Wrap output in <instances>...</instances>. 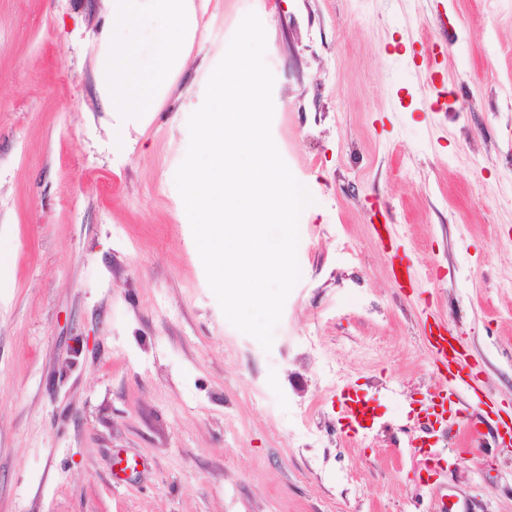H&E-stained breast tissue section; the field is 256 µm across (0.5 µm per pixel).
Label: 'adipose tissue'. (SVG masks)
<instances>
[{"instance_id": "obj_1", "label": "adipose tissue", "mask_w": 512, "mask_h": 512, "mask_svg": "<svg viewBox=\"0 0 512 512\" xmlns=\"http://www.w3.org/2000/svg\"><path fill=\"white\" fill-rule=\"evenodd\" d=\"M155 11L164 24L155 34L151 69H142L127 46L106 43L101 47V79L113 109L152 111L163 81L180 60L182 45L196 28L187 0H155Z\"/></svg>"}]
</instances>
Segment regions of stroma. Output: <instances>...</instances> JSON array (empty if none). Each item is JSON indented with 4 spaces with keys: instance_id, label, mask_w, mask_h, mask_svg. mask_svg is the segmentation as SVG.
Listing matches in <instances>:
<instances>
[{
    "instance_id": "stroma-1",
    "label": "stroma",
    "mask_w": 512,
    "mask_h": 512,
    "mask_svg": "<svg viewBox=\"0 0 512 512\" xmlns=\"http://www.w3.org/2000/svg\"><path fill=\"white\" fill-rule=\"evenodd\" d=\"M189 4L155 110L117 112L101 45L151 68L153 0L126 26L110 0H0V512H420L440 493L512 512V446L459 452L449 418L423 480L401 440L435 388L433 316L512 410V0ZM250 11L272 136L312 197L268 351L224 317L174 181ZM434 41L442 112L410 57ZM398 254L416 284L394 280ZM352 386L378 415L364 433L338 413ZM119 453L139 465L117 480Z\"/></svg>"
}]
</instances>
